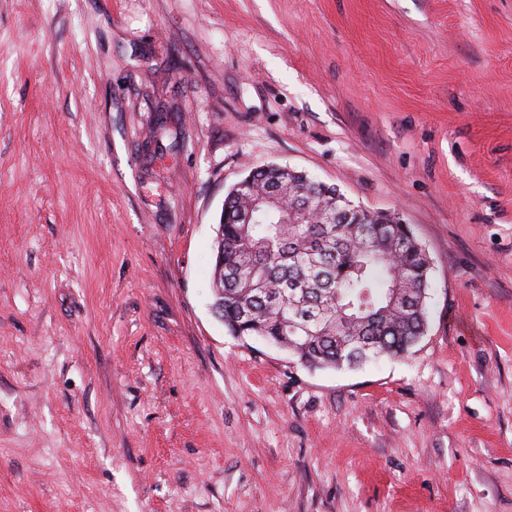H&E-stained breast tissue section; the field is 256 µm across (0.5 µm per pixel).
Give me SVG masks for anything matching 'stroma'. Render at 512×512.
I'll list each match as a JSON object with an SVG mask.
<instances>
[{"label":"stroma","mask_w":512,"mask_h":512,"mask_svg":"<svg viewBox=\"0 0 512 512\" xmlns=\"http://www.w3.org/2000/svg\"><path fill=\"white\" fill-rule=\"evenodd\" d=\"M268 163L410 225L407 358L215 316ZM0 512H512V0H0Z\"/></svg>","instance_id":"1"}]
</instances>
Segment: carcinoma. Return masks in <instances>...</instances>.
I'll list each match as a JSON object with an SVG mask.
<instances>
[{
	"label": "carcinoma",
	"instance_id": "1",
	"mask_svg": "<svg viewBox=\"0 0 512 512\" xmlns=\"http://www.w3.org/2000/svg\"><path fill=\"white\" fill-rule=\"evenodd\" d=\"M232 188L217 229L214 302L234 336L281 342L307 367L402 358L427 329L431 266L407 224L270 164Z\"/></svg>",
	"mask_w": 512,
	"mask_h": 512
}]
</instances>
